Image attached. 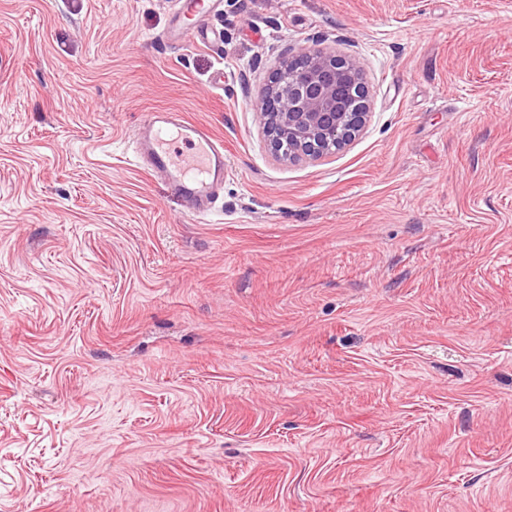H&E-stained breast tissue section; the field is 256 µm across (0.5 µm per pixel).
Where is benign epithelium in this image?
Instances as JSON below:
<instances>
[{
    "label": "benign epithelium",
    "mask_w": 512,
    "mask_h": 512,
    "mask_svg": "<svg viewBox=\"0 0 512 512\" xmlns=\"http://www.w3.org/2000/svg\"><path fill=\"white\" fill-rule=\"evenodd\" d=\"M288 82L280 81L282 72ZM367 87L355 57L305 45L273 73L257 110L273 154L321 159L353 140L368 117Z\"/></svg>",
    "instance_id": "7a95c632"
}]
</instances>
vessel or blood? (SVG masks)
Masks as SVG:
<instances>
[{
    "instance_id": "b4317fda",
    "label": "vessel or blood",
    "mask_w": 512,
    "mask_h": 512,
    "mask_svg": "<svg viewBox=\"0 0 512 512\" xmlns=\"http://www.w3.org/2000/svg\"><path fill=\"white\" fill-rule=\"evenodd\" d=\"M136 159L160 176L168 194L181 198L189 215L209 210L224 182V144L205 126L180 113L151 111L138 126Z\"/></svg>"
}]
</instances>
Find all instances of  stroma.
<instances>
[{
  "label": "stroma",
  "instance_id": "obj_1",
  "mask_svg": "<svg viewBox=\"0 0 512 512\" xmlns=\"http://www.w3.org/2000/svg\"><path fill=\"white\" fill-rule=\"evenodd\" d=\"M0 0V512H512V0ZM370 117L277 159L309 43ZM224 141L215 208L134 165ZM135 153L138 163L160 176L168 194L181 198L190 216L210 210L224 182V144L207 127L178 112H147L138 126Z\"/></svg>",
  "mask_w": 512,
  "mask_h": 512
}]
</instances>
